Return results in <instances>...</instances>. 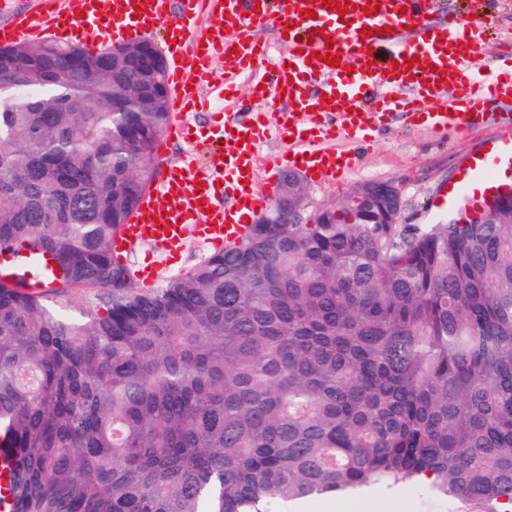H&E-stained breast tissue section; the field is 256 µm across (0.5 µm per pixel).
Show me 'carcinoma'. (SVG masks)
I'll use <instances>...</instances> for the list:
<instances>
[{
	"label": "carcinoma",
	"mask_w": 512,
	"mask_h": 512,
	"mask_svg": "<svg viewBox=\"0 0 512 512\" xmlns=\"http://www.w3.org/2000/svg\"><path fill=\"white\" fill-rule=\"evenodd\" d=\"M112 47L0 46V250L41 251L51 307L0 282V451L14 512H267L428 484L512 507V211L397 239L360 186L255 224L162 289L110 242L157 176L165 76Z\"/></svg>",
	"instance_id": "1"
}]
</instances>
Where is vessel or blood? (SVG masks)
<instances>
[{
    "instance_id": "b4317fda",
    "label": "vessel or blood",
    "mask_w": 512,
    "mask_h": 512,
    "mask_svg": "<svg viewBox=\"0 0 512 512\" xmlns=\"http://www.w3.org/2000/svg\"><path fill=\"white\" fill-rule=\"evenodd\" d=\"M377 14L367 0H349L346 13L324 8L322 0H148L136 15L132 0H35L31 11L0 31V41L29 35L78 41L96 51L108 36L145 37L164 29L170 56V119L163 140L210 143L207 165L185 154L167 168L164 179L145 193L111 244L115 259L150 244L180 254L187 225L204 242L231 247L240 243L266 197L256 185L257 147L269 134L288 140L286 152L266 160L267 170L289 167L305 176L332 181L351 170L354 156L337 149L338 138L367 141L375 122L392 114L432 131L467 133L496 126L501 143L512 147V115L497 112L512 103V59L507 72L484 83L481 59L485 31L480 23L455 17L429 22L431 0H379ZM287 31L279 58L259 43L255 28ZM408 29L410 38L390 59L372 60L381 28ZM337 65L324 63L326 55ZM224 66V105L212 111L206 129L187 115L212 110L195 89L210 82L216 64ZM258 69L254 94L283 102L276 112L251 120L236 118L239 102L232 88L243 72ZM323 85L324 95H306L308 84ZM25 264L30 291L53 287L56 268L45 254L24 259L0 255V279L12 281Z\"/></svg>"
}]
</instances>
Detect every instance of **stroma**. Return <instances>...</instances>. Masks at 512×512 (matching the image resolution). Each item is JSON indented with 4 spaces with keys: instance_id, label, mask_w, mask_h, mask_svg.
Here are the masks:
<instances>
[{
    "instance_id": "stroma-1",
    "label": "stroma",
    "mask_w": 512,
    "mask_h": 512,
    "mask_svg": "<svg viewBox=\"0 0 512 512\" xmlns=\"http://www.w3.org/2000/svg\"><path fill=\"white\" fill-rule=\"evenodd\" d=\"M478 15L488 28L483 52L488 60L512 54V0H484ZM492 137L491 129L459 137L436 134L425 128L409 126L403 118L376 124L364 143L338 140V149L356 155L353 169L327 184L305 180L303 217L319 208L344 200L350 192L369 182L390 181L398 188L403 208L396 227L398 237L408 236L413 228L446 222L455 218L452 205L446 201L449 189L455 187L471 158L485 152ZM211 248L196 238H189L187 249L177 266H169L165 258L146 246L136 248L127 263L130 268L152 263L159 269L158 286L207 259ZM376 512H485L482 505L451 498L425 489L412 491L398 485L380 492H369Z\"/></svg>"
}]
</instances>
